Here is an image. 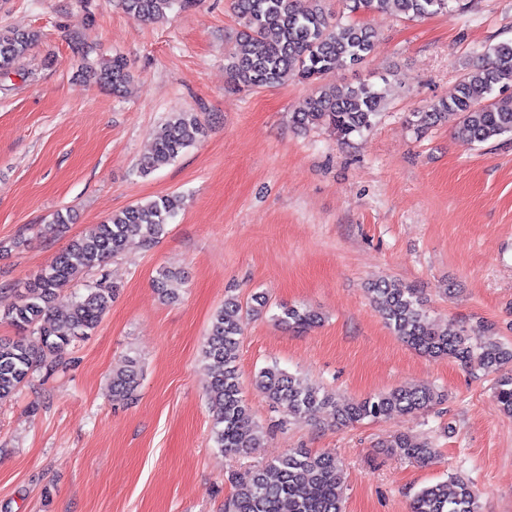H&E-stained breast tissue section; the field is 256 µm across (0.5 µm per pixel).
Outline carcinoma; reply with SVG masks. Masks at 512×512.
Here are the masks:
<instances>
[{
  "label": "carcinoma",
  "mask_w": 512,
  "mask_h": 512,
  "mask_svg": "<svg viewBox=\"0 0 512 512\" xmlns=\"http://www.w3.org/2000/svg\"><path fill=\"white\" fill-rule=\"evenodd\" d=\"M135 21L165 18L176 7L194 0H117ZM353 15L374 14L390 7L408 18L446 12L450 16L467 9L466 0H343ZM243 20L240 52L227 57L225 70L232 88L275 87L298 78L317 84V91L293 113L301 129L327 126L346 142L370 129L385 108L383 94L370 82L336 86L323 80L338 67L365 62L374 46L375 32L360 20L334 17L327 0H232ZM38 40L34 32L0 29V71L6 72L26 58ZM96 81L121 92L132 78L122 56L87 67ZM453 123L465 132L469 143H485L512 135V39L488 46L459 76L455 93L422 112H412L408 124L422 135L439 125ZM201 125L192 112H173L154 135L150 155L140 163L145 175L174 161L192 146ZM184 197L168 194L147 198L115 212L88 234L71 240L20 291V301L0 318L15 326L20 335L0 338V401L11 397L31 374L52 371L66 360L73 342L91 335L112 306L117 289L104 282L76 294L74 283L87 271L120 255L132 239L149 246L165 232L181 211ZM183 276L164 270L156 291L165 301L179 297ZM372 303L395 336L419 354L448 357L466 366L498 374L493 398L499 410L512 417V346L473 340L468 329L455 322L434 323L413 288L396 280L371 283ZM245 306L235 296L224 299L214 315L204 346V356L214 371L206 391L213 414L212 439L226 454L258 448L264 432L252 421L241 394L237 365L243 321L267 306L256 294ZM68 308V331L60 332L53 309ZM277 320L288 327L307 330L321 321L306 307L282 306ZM140 367L127 358L112 370V394L136 399ZM254 386L286 416L303 420L329 408L341 425L364 419L379 420L395 414L424 412L441 402L442 395L425 386H406L378 392L352 403L336 405V399L272 363L261 368ZM381 447L410 463L428 465L437 458L430 444L397 434ZM234 491L224 502V512H342L344 473L336 454L291 448L278 458L244 473H233ZM411 512H480L471 481L456 473L451 483H437L418 490Z\"/></svg>",
  "instance_id": "obj_1"
}]
</instances>
